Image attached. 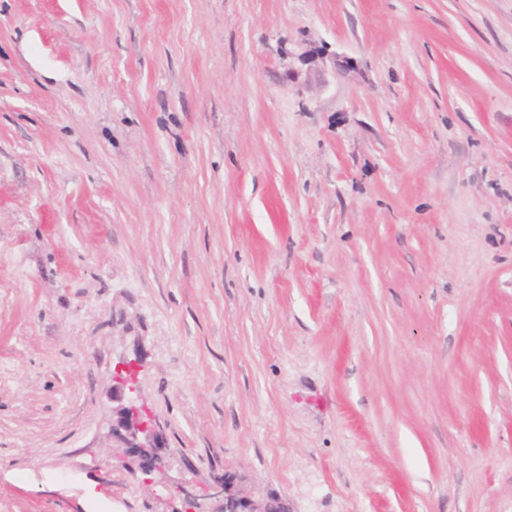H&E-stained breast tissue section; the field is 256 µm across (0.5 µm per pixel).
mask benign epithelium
Here are the masks:
<instances>
[{
  "instance_id": "7a95c632",
  "label": "benign epithelium",
  "mask_w": 512,
  "mask_h": 512,
  "mask_svg": "<svg viewBox=\"0 0 512 512\" xmlns=\"http://www.w3.org/2000/svg\"><path fill=\"white\" fill-rule=\"evenodd\" d=\"M142 356L123 357L116 364L112 385V437L120 451L113 455L121 466L141 478L146 485L155 484V476L167 466L166 442L159 423L145 405H137L129 394L136 391ZM174 496L193 509L201 499L220 501L218 512H268L269 493L245 484L242 476L224 472L202 493L185 485L175 487Z\"/></svg>"
}]
</instances>
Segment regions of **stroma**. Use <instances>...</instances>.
<instances>
[{
  "instance_id": "35a3bbf8",
  "label": "stroma",
  "mask_w": 512,
  "mask_h": 512,
  "mask_svg": "<svg viewBox=\"0 0 512 512\" xmlns=\"http://www.w3.org/2000/svg\"><path fill=\"white\" fill-rule=\"evenodd\" d=\"M227 471L512 512V0H0V512ZM142 356L123 357L116 364L112 385V437L120 451L113 455L121 466L143 484H155V476L167 466L166 442L159 423L144 404L137 405L129 394L136 391ZM116 404V405H114Z\"/></svg>"
}]
</instances>
